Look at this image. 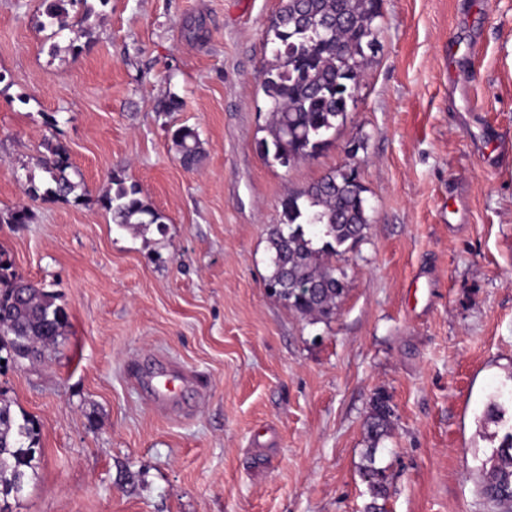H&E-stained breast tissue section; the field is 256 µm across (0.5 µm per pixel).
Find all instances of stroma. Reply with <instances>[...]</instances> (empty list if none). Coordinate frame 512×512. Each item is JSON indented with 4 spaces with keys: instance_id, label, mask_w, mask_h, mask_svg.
Segmentation results:
<instances>
[{
    "instance_id": "35a3bbf8",
    "label": "stroma",
    "mask_w": 512,
    "mask_h": 512,
    "mask_svg": "<svg viewBox=\"0 0 512 512\" xmlns=\"http://www.w3.org/2000/svg\"><path fill=\"white\" fill-rule=\"evenodd\" d=\"M279 6L78 0L55 35L44 0H0V213L32 214L0 223V249L68 318L0 367L42 450L12 512H364L379 391L386 512H496L480 483L507 428L487 405L512 390V0H383L346 120L290 167L259 147ZM181 127L202 143L190 171ZM49 139L80 200L28 195ZM346 165L370 224L335 316L312 323L266 290L268 231ZM116 175L163 223L113 224ZM163 363L182 378L160 404ZM393 414L389 396L384 392H377L370 401L365 422L368 448L363 457L365 463L361 467L362 476L372 499L367 506V512L381 511L376 502L386 494V477L384 470L377 466L376 452L379 443L391 432Z\"/></svg>"
}]
</instances>
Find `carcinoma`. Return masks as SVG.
I'll list each match as a JSON object with an SVG mask.
<instances>
[{
	"label": "carcinoma",
	"instance_id": "carcinoma-1",
	"mask_svg": "<svg viewBox=\"0 0 512 512\" xmlns=\"http://www.w3.org/2000/svg\"><path fill=\"white\" fill-rule=\"evenodd\" d=\"M67 0H44L50 27L68 28ZM269 32L275 44L273 61L263 71L262 88L271 102L268 137L260 142L264 156L283 167L316 157L330 143L332 132L346 117L347 103L358 88L369 54L376 52L382 0H282ZM182 165L191 169L200 160L199 136L187 128L173 132ZM42 169L49 186L32 184L30 196L66 200L79 184L70 179L71 165L64 150L46 143ZM113 194L103 206L112 223H162L163 216L140 197L134 184L114 176ZM365 187L356 170H333L304 191L283 201L285 222L268 233L269 273L266 288L289 309L317 323L330 320L347 294L345 274L336 257L364 239L370 224ZM313 285L309 294L298 285ZM67 315L56 296L45 287L20 277L0 250V361L28 358L38 347L64 335ZM394 411L390 398L376 393L365 422L368 448L361 467L371 503L367 512H379L377 500L386 494L384 470L377 466L379 443L391 432ZM38 430L28 416L12 414L8 400L0 399V512H10L8 498L18 480L30 483L37 474L41 449ZM482 495L500 509L512 512V426L489 460L481 482Z\"/></svg>",
	"mask_w": 512,
	"mask_h": 512
}]
</instances>
